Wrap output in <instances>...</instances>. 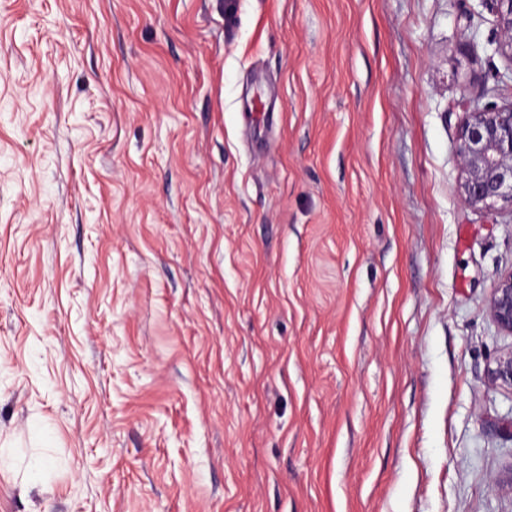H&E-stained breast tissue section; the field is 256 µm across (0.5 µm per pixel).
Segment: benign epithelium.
Here are the masks:
<instances>
[{"mask_svg":"<svg viewBox=\"0 0 512 512\" xmlns=\"http://www.w3.org/2000/svg\"><path fill=\"white\" fill-rule=\"evenodd\" d=\"M491 2L498 19L499 45L512 53V0ZM461 104L468 114L458 145L465 200L485 207L499 200L512 203V103L481 104L464 96ZM489 310L494 322L512 333V273L494 289ZM492 378L512 386V354L497 362Z\"/></svg>","mask_w":512,"mask_h":512,"instance_id":"7a95c632","label":"benign epithelium"}]
</instances>
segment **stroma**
I'll use <instances>...</instances> for the list:
<instances>
[{
	"label": "stroma",
	"instance_id": "stroma-1",
	"mask_svg": "<svg viewBox=\"0 0 512 512\" xmlns=\"http://www.w3.org/2000/svg\"><path fill=\"white\" fill-rule=\"evenodd\" d=\"M497 44L491 0H0V512H512V204L457 155ZM489 310L494 322L503 330L512 333V273L494 289L489 301Z\"/></svg>",
	"mask_w": 512,
	"mask_h": 512
}]
</instances>
